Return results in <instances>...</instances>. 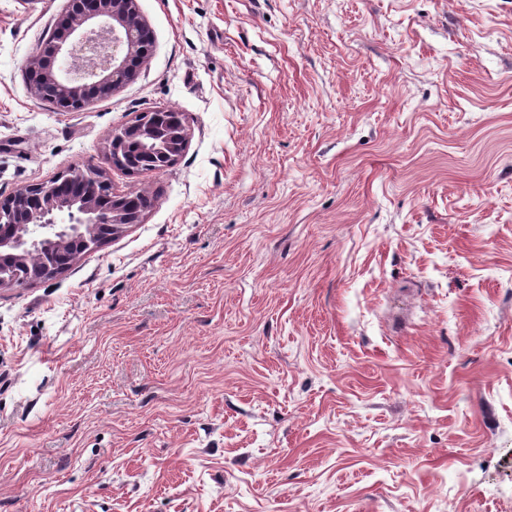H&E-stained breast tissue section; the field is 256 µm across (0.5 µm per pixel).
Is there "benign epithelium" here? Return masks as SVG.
I'll return each mask as SVG.
<instances>
[{"instance_id": "7a95c632", "label": "benign epithelium", "mask_w": 512, "mask_h": 512, "mask_svg": "<svg viewBox=\"0 0 512 512\" xmlns=\"http://www.w3.org/2000/svg\"><path fill=\"white\" fill-rule=\"evenodd\" d=\"M149 27L140 17L136 0H68L64 14L38 52L27 62V70L37 73L31 91L37 98L50 94L60 112H73L88 102L112 94L133 81L143 64ZM147 145L157 139V129L149 118L137 114L129 123ZM163 161L157 171H165L177 163L185 151L189 133L185 122L173 124L162 137ZM125 136L114 132L103 150L105 165L90 164L100 180L106 182L107 167H118L130 174L138 168L122 159ZM83 171L71 169L47 181L30 184L8 200L0 201V222L41 225V234L32 239L18 232L0 235V252L21 264L38 262L49 280L65 272L55 256L72 244H83L87 250L105 245L109 238L96 233L99 227L117 235L130 224H138L141 212L126 207L127 196L112 194V204L104 206L97 197L66 195L65 185L81 179Z\"/></svg>"}]
</instances>
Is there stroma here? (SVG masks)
Returning a JSON list of instances; mask_svg holds the SVG:
<instances>
[{"label":"stroma","mask_w":512,"mask_h":512,"mask_svg":"<svg viewBox=\"0 0 512 512\" xmlns=\"http://www.w3.org/2000/svg\"><path fill=\"white\" fill-rule=\"evenodd\" d=\"M0 0V200L182 112L152 205L0 288V512H512V0H137L77 112ZM162 137L164 149L161 151L163 161L160 166L153 171H165L177 163L185 151L189 133L185 122L180 120L179 124H173L166 128Z\"/></svg>","instance_id":"stroma-1"}]
</instances>
